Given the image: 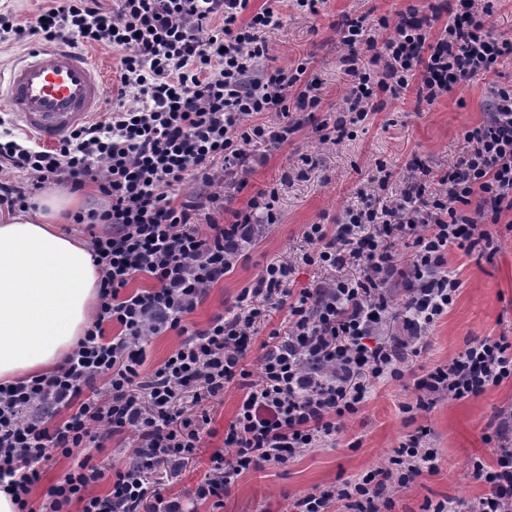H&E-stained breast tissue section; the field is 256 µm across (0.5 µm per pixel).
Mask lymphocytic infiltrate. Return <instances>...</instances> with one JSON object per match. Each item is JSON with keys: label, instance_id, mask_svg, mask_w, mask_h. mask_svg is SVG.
<instances>
[{"label": "lymphocytic infiltrate", "instance_id": "1", "mask_svg": "<svg viewBox=\"0 0 512 512\" xmlns=\"http://www.w3.org/2000/svg\"><path fill=\"white\" fill-rule=\"evenodd\" d=\"M49 0L40 18L19 23L0 13V42L80 40L118 54L112 105L52 148L0 140V168L26 182L0 181V209L26 208L33 191L56 183L82 190L97 183L104 206L75 223L101 225L90 250L101 273L90 326L48 374L0 382V489L18 512H220L239 478L266 465L295 462L335 445L345 418L360 412L375 384L405 377L426 331L455 304L460 281L448 252L495 251L491 231L512 212V84H491L483 119L466 130L463 152L438 172L413 158L414 178L399 181L377 161L357 201L333 224H308L303 249L267 263L202 329L186 319L209 288L223 282L243 244L279 220V190H258L246 208L224 206L225 178L252 171L302 126L296 112H323L322 144L366 129L386 99L413 91L433 105L512 55V38L491 25L495 0H410L397 19L345 14L336 24L347 52L348 87L339 107H325L310 62L271 66L267 31L280 24L278 0ZM200 191L180 198L186 179ZM411 241L407 268L391 251ZM329 275L324 285L294 289L297 267ZM408 298L392 309L394 283ZM288 307L286 330L260 343L256 368L246 358L259 333L262 302ZM402 335L385 338L391 319ZM115 335H108V328ZM181 338L152 371L147 346L166 332ZM512 379V342L469 341L448 363L414 377L408 416L438 402L475 398ZM241 390L221 448L189 499L166 498L148 481L158 467L175 472L210 432L208 405L229 387ZM493 463L474 458L486 492L449 499L431 512H512V408L485 436ZM118 442L122 467L100 461ZM69 460L64 476L32 502L45 465ZM438 456L430 431L405 435L386 464L361 478L337 479L297 498L295 512H393L396 496L427 473ZM106 485L105 494L94 489Z\"/></svg>", "mask_w": 512, "mask_h": 512}]
</instances>
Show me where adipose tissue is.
Segmentation results:
<instances>
[{"instance_id":"obj_1","label":"adipose tissue","mask_w":512,"mask_h":512,"mask_svg":"<svg viewBox=\"0 0 512 512\" xmlns=\"http://www.w3.org/2000/svg\"><path fill=\"white\" fill-rule=\"evenodd\" d=\"M0 219V380L52 371L82 336L100 275L89 245L60 225L79 200L47 191Z\"/></svg>"}]
</instances>
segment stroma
Returning <instances> with one entry per match:
<instances>
[{
    "label": "stroma",
    "mask_w": 512,
    "mask_h": 512,
    "mask_svg": "<svg viewBox=\"0 0 512 512\" xmlns=\"http://www.w3.org/2000/svg\"><path fill=\"white\" fill-rule=\"evenodd\" d=\"M406 4L407 0H325L319 15L309 16L293 9L289 0H281V25L266 35L274 63L286 66L309 59V74L322 83L326 105H340L348 78L339 63L344 47L334 28L336 21L355 11L393 16ZM487 89V78L479 76L455 88L441 102L421 107L416 106L412 92H405L386 100L367 131L334 147L319 141L316 125L321 113H301V129L273 150L266 164L244 174V187L225 186L227 206L232 210L245 207L257 190L278 183L282 172L297 163L300 155L320 156V166L281 189L278 223L267 226L256 242L242 248L233 272L209 290L189 315V323L206 326L214 314L231 307L241 288L251 284L267 263L295 256L303 245L304 225L333 223L352 204L356 187L370 175L376 160L387 162L402 176L417 155L436 168L456 161L462 152V131L482 118ZM495 231L499 250L492 257L468 256L458 249L449 253L448 263L458 269L462 281L459 296L448 315L430 327L421 353L409 357L407 373L418 374L447 363L474 339L504 336L512 340V230L499 224ZM240 397V390L226 389L223 403L211 412L215 437L206 438L194 458L169 474L163 496H186L204 477L209 457L222 445L221 433L233 419ZM413 399V387L401 382L376 386L364 408L344 422L336 446L312 449L285 467L268 466L245 474L225 495L223 512H291L293 502L305 493L325 487L336 477L352 478L387 461L400 439L419 425L431 431V441L439 450V471L423 475L400 492L395 512H423L428 501L473 500L484 494V486L472 477L471 461L491 459L493 450L483 437L494 414L512 406V382L476 398L439 402L411 424L400 406Z\"/></svg>",
    "instance_id": "stroma-1"
}]
</instances>
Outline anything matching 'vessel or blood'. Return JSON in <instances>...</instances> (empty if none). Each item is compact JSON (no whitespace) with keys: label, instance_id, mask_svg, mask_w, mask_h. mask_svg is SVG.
<instances>
[{"label":"vessel or blood","instance_id":"b4317fda","mask_svg":"<svg viewBox=\"0 0 512 512\" xmlns=\"http://www.w3.org/2000/svg\"><path fill=\"white\" fill-rule=\"evenodd\" d=\"M105 83L101 72L77 53L38 46L0 73V96L7 97L23 129L52 144L98 112Z\"/></svg>","mask_w":512,"mask_h":512}]
</instances>
